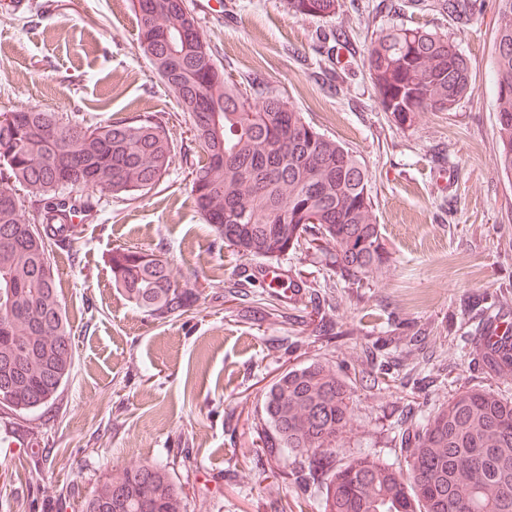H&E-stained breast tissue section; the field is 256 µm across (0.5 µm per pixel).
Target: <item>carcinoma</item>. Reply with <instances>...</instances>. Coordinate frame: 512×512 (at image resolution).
Returning <instances> with one entry per match:
<instances>
[{"label": "carcinoma", "mask_w": 512, "mask_h": 512, "mask_svg": "<svg viewBox=\"0 0 512 512\" xmlns=\"http://www.w3.org/2000/svg\"><path fill=\"white\" fill-rule=\"evenodd\" d=\"M305 18L346 14L345 0H288ZM466 23L481 0H440ZM138 44L182 111L201 149L191 196L216 239L244 259L277 260L301 247L319 252L352 285L388 262L374 214L372 174L350 148L317 131L256 71L233 73L204 38L184 0H133ZM495 43L497 164L512 175V0H498ZM191 39L184 52L180 40ZM343 27L318 37L324 71L334 70ZM379 107L398 125L423 112H449L473 92L466 58L453 43L420 27H392L370 40L365 56ZM167 124L139 115L83 125L37 106L0 113V354H25L13 391L15 413L54 402L74 360L72 327L56 289L53 246L77 243L96 195L131 200L160 184L175 163ZM308 219L293 223L296 213ZM112 284L155 320L188 316L202 298L161 254L118 248ZM265 312L288 318V302L268 293ZM301 323L315 338L327 327L333 296L310 291ZM387 339L362 346L371 358L361 378L376 381L392 361L378 359ZM487 366L512 375V351ZM353 388L327 362L284 370L263 397V455L290 461L299 496L322 493L321 512H512V399L460 388L448 401L400 428L406 466L369 454L337 461L349 427ZM80 512H186L181 485L167 467L117 468L79 503Z\"/></svg>", "instance_id": "carcinoma-1"}]
</instances>
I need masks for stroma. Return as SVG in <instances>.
<instances>
[{
  "instance_id": "1",
  "label": "stroma",
  "mask_w": 512,
  "mask_h": 512,
  "mask_svg": "<svg viewBox=\"0 0 512 512\" xmlns=\"http://www.w3.org/2000/svg\"><path fill=\"white\" fill-rule=\"evenodd\" d=\"M43 3V19L29 23ZM188 3L222 63L260 71L310 125L356 152L373 175L388 263L360 287L337 282L334 315L352 331L337 342L231 296L227 284L255 264L216 243L189 197L199 148L138 49L132 0H25L17 10L0 0V113L40 105L98 124L153 114L177 146L148 194L95 200L79 258L54 252L74 368L55 403L0 410V512H77L113 468L140 463L167 465L187 512H319L320 497L297 496L283 462L256 453L264 389L316 360L353 376L361 344L378 336L402 350L422 329L426 350L378 385L356 387L343 457L399 462L397 409L408 401L427 414L463 386L512 397V377L487 368L473 343L486 321L512 322V302H498L512 292V178L496 165V0L465 24L411 0H355L340 92L323 82L316 53L317 35L336 20L297 16L288 0ZM394 25L447 36L466 57L473 92L453 111L422 113L407 127L379 108L363 59L371 37ZM119 247L166 253L176 275L196 276L204 304L166 322L135 309L112 286ZM277 266L299 308L306 287L333 276L312 250ZM282 338L293 347L278 359L269 344Z\"/></svg>"
}]
</instances>
